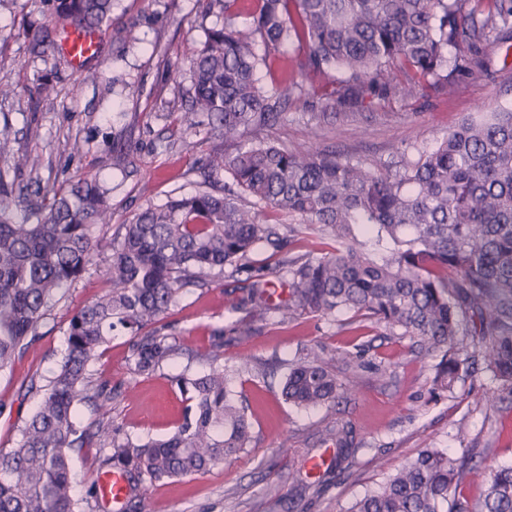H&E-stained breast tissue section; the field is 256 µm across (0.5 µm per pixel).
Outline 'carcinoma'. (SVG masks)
Instances as JSON below:
<instances>
[{"label":"carcinoma","instance_id":"obj_1","mask_svg":"<svg viewBox=\"0 0 512 512\" xmlns=\"http://www.w3.org/2000/svg\"><path fill=\"white\" fill-rule=\"evenodd\" d=\"M55 25L100 28L113 0H42ZM224 27L206 33L190 60L191 111L224 140L225 152L206 167L231 175L239 188L198 190L141 211L110 238L95 229L112 222L109 191L85 173L52 198L16 194L0 171V372L11 369L34 341L39 322L87 266L109 253L104 291L69 321L66 351L15 447L0 449V512H101L94 487L77 496L73 454L96 472L117 470L127 482L122 512H136L145 482L204 474L244 451L252 423L232 375L213 367L185 372L182 423L164 440L119 439L101 416L84 424L76 405L105 402L112 392L92 365L122 327L129 361L150 375L176 350L156 328L187 286L225 275L235 279L243 313L232 332L250 333L256 320L328 316L346 310L394 336H408L439 357L433 390L452 392L476 363L464 320L474 323L484 371L496 399L512 400V110L468 117L430 152L380 166L334 152L276 145L265 131L304 91L308 75L339 85L326 94L318 120L367 98L410 95L423 82L448 79V45L479 48L486 33L512 50V0L488 9L468 0H212ZM262 43L264 54L255 51ZM283 62V80L258 84L256 70ZM344 75L336 81L334 72ZM287 217L327 239L324 252L278 263L288 301L270 302L272 283L257 272L262 248L279 250L293 229L262 219ZM316 353L289 364L283 399L299 408L347 394ZM336 454L314 482L300 481L297 499L344 480L355 436L343 424L329 431ZM470 449L454 455L424 448L346 512H512V465L490 470L483 498L471 505L449 495L467 472Z\"/></svg>","mask_w":512,"mask_h":512}]
</instances>
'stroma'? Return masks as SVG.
<instances>
[{
    "label": "stroma",
    "instance_id": "1",
    "mask_svg": "<svg viewBox=\"0 0 512 512\" xmlns=\"http://www.w3.org/2000/svg\"><path fill=\"white\" fill-rule=\"evenodd\" d=\"M223 24L210 0H116L100 29L99 55L78 73L56 48L32 53L29 32L53 28L40 0H7L0 6V83L12 86L13 93L0 98V127H9L13 151L41 161L37 174L25 170L17 176L16 188L46 191L87 172L98 174L112 197V223L96 229L105 237L147 206L195 192L200 164L223 154L224 143L206 127H189L194 119L186 109L190 56L208 29ZM127 26L134 41L114 46L113 28ZM479 52L487 69L452 75V92L428 87L411 96L368 99L319 123L310 114L327 84L311 78L268 136L288 147L394 164L401 152L431 149L463 118L512 109V56H504L493 38ZM45 83L54 88L51 96L40 92ZM106 266L102 257L88 267L40 321L29 350L0 373V448L15 445L19 426L37 407L63 357L71 317L102 294ZM233 285L224 278L184 290L166 318L177 350L152 375L133 370L130 336L116 331L94 366L112 399L101 411L79 404V419L87 423L103 414L122 433L141 438L174 431L184 404L173 377L185 370L209 371L214 330L230 329L238 317ZM310 351L331 360L350 391L338 402L303 411L285 403L280 387L286 362ZM244 361L255 366L234 380L252 419L246 450L206 474L148 486L140 512H346L423 448L470 449L473 460L456 495L474 502L491 468L512 464V401L493 399L484 373L432 396L436 358L410 338L390 335L352 312L254 322L246 340L225 342L220 359L227 367ZM344 422L356 435L350 476L294 502L297 479H317L311 463L331 461L327 434Z\"/></svg>",
    "mask_w": 512,
    "mask_h": 512
}]
</instances>
